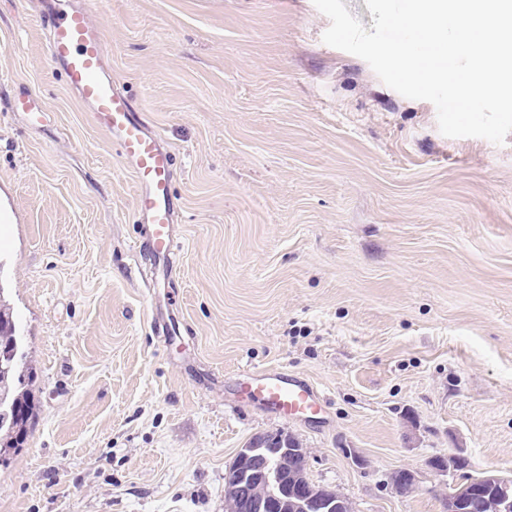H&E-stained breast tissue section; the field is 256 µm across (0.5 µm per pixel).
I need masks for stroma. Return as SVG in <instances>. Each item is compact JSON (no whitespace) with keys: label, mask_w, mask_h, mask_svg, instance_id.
I'll use <instances>...</instances> for the list:
<instances>
[{"label":"stroma","mask_w":512,"mask_h":512,"mask_svg":"<svg viewBox=\"0 0 512 512\" xmlns=\"http://www.w3.org/2000/svg\"><path fill=\"white\" fill-rule=\"evenodd\" d=\"M52 2L0 0V296L34 410L0 512H225L238 449L276 430L353 512H445L436 455L512 475V133L442 135L323 42L313 0H64L177 155L155 289L135 176L48 55ZM161 312L179 335H154ZM245 369L327 404H235ZM243 391L270 412L285 419L307 420L318 414L324 395L309 380L284 370H246L242 372ZM390 483L396 494L404 496L406 492L417 489L418 479L415 471L409 468H399L392 472Z\"/></svg>","instance_id":"stroma-1"}]
</instances>
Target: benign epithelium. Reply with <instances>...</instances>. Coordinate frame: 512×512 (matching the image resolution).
Returning a JSON list of instances; mask_svg holds the SVG:
<instances>
[{
  "label": "benign epithelium",
  "mask_w": 512,
  "mask_h": 512,
  "mask_svg": "<svg viewBox=\"0 0 512 512\" xmlns=\"http://www.w3.org/2000/svg\"><path fill=\"white\" fill-rule=\"evenodd\" d=\"M429 466L451 478L448 512H460L472 495L488 494L497 512H512V476L485 474L463 483L462 475L469 467L467 458L439 455ZM390 483L400 496L417 489L416 472L399 468L392 472ZM228 512H237L247 502L253 512H340L344 498L331 490L324 494L313 487L306 476L304 449L289 437L269 439L263 435L251 438L239 449L224 474Z\"/></svg>",
  "instance_id": "benign-epithelium-1"
}]
</instances>
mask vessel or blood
Masks as SVG:
<instances>
[{"label": "vessel or blood", "instance_id": "b4317fda", "mask_svg": "<svg viewBox=\"0 0 512 512\" xmlns=\"http://www.w3.org/2000/svg\"><path fill=\"white\" fill-rule=\"evenodd\" d=\"M48 51L68 85L86 103L98 125L113 137L137 183V219L147 227L148 248L160 276L173 274L175 208L170 193L173 154L147 125L131 99L112 82L104 42L87 10L60 8L44 19ZM243 391L270 412L291 420L318 414L325 398L309 380L284 370H247Z\"/></svg>", "mask_w": 512, "mask_h": 512}]
</instances>
